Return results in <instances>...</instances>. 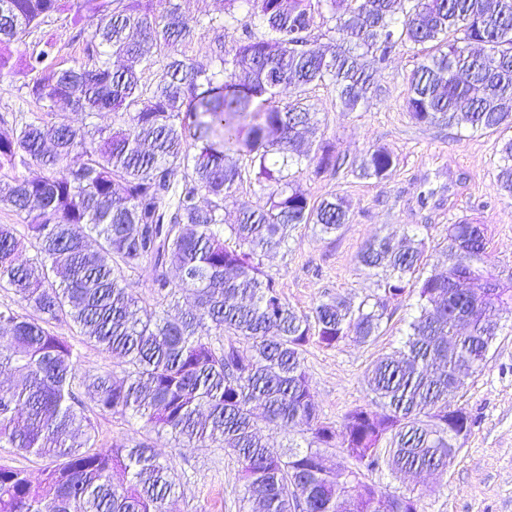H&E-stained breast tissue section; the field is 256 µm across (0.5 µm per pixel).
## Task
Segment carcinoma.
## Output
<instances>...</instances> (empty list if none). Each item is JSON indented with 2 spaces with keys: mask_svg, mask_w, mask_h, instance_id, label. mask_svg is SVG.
Returning a JSON list of instances; mask_svg holds the SVG:
<instances>
[{
  "mask_svg": "<svg viewBox=\"0 0 512 512\" xmlns=\"http://www.w3.org/2000/svg\"><path fill=\"white\" fill-rule=\"evenodd\" d=\"M65 11L96 21V61L60 68L56 42L37 43L27 94L42 112L0 113V207L24 215L0 224V290L17 296L0 304V369L19 377L0 386V444L55 459L38 481L0 465V512H163L172 468L142 440L99 446L74 406L80 389L99 414L139 419L181 448L231 451L242 502L256 512H418L414 496L367 475L443 473L473 425L462 408L448 422L451 397L483 368L512 314L487 225H448L442 269L409 232L377 235L358 263L382 273L378 292L356 306L322 301L309 314L289 305L262 257L302 224L332 235L350 221L344 195L314 200L291 173L304 166L320 178L345 164L329 140L305 139L319 123L309 86H333L339 111L354 112L380 95L374 73L420 46L405 100L415 123L471 135L512 129V0H224V15L206 20L185 16L177 0H0V44ZM320 22L335 33L324 51L312 40ZM204 28L241 34L187 57L179 47ZM159 59L154 82L142 83L137 67ZM285 88L293 99L283 106ZM61 102L88 117L112 113V128L74 126ZM497 153V186L512 195V137ZM395 166L373 146L351 172L381 182ZM248 172L260 200L231 212ZM147 268L140 300L129 279ZM414 292L421 311L403 346L367 370L371 404L338 424L323 420L304 347L314 337L327 348L365 344L389 306ZM182 298L193 304L170 318L166 306ZM56 325L112 354L122 377L81 374ZM264 426L307 435V447L277 448ZM325 448L344 449L350 465ZM116 471L127 479L114 482Z\"/></svg>",
  "mask_w": 512,
  "mask_h": 512,
  "instance_id": "carcinoma-1",
  "label": "carcinoma"
}]
</instances>
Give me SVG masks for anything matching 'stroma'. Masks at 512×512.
<instances>
[{"mask_svg": "<svg viewBox=\"0 0 512 512\" xmlns=\"http://www.w3.org/2000/svg\"><path fill=\"white\" fill-rule=\"evenodd\" d=\"M94 28L92 21L74 14L55 15L24 42L1 45L13 71L0 82V113L36 109L26 95L33 75L24 66L35 41L54 39L57 66H77L89 61L86 46ZM418 56L417 50L402 48L375 77L379 97L354 112L338 110L332 86L320 84L307 92L318 112L317 137L335 142L350 159L371 146L385 147L397 165L382 182L347 170L333 178L303 176V186L313 198L340 192L351 211L349 223L336 234L323 236L313 227H299L288 247L265 258V270L276 277L280 291L299 312L311 313L317 303L334 297L357 303L376 293L377 276L357 261L375 235L406 230L434 246L442 242L448 224L462 216L487 225L492 271L502 280L512 279V197L500 194L495 182L499 137L414 123L405 98ZM423 195L429 198L424 207L418 204ZM418 314L413 295L390 305L373 342L346 341L333 349L306 346L304 363L323 418L337 422L366 404L368 367L402 346ZM453 402L475 423L447 472L406 479L379 470L372 480L392 492L413 495L419 512H512V315L502 319L482 371ZM94 422L100 445L145 439L173 466L177 486L167 512H242L241 464L224 448H179L170 435L143 429L134 419L98 415Z\"/></svg>", "mask_w": 512, "mask_h": 512, "instance_id": "stroma-1", "label": "stroma"}]
</instances>
